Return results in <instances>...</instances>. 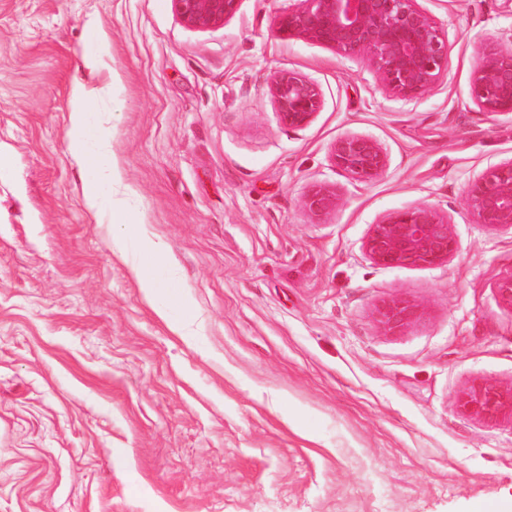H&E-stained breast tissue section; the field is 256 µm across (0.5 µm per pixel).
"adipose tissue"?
I'll use <instances>...</instances> for the list:
<instances>
[{
    "mask_svg": "<svg viewBox=\"0 0 512 512\" xmlns=\"http://www.w3.org/2000/svg\"><path fill=\"white\" fill-rule=\"evenodd\" d=\"M95 103L92 90L88 89L84 83H75L71 92V129L72 139L81 145L82 150L79 154L81 165L86 171V178L83 183L84 197L87 207L90 211H97L100 197V180L98 172L100 170L101 151H86L85 145L90 135L87 125V116L91 112ZM127 235H116L112 238L113 256L127 262L131 272L140 283L144 290L146 298H153L160 289L161 284L151 273L146 265V258L159 259L167 254V247L163 241H153L147 244L142 250L141 257L133 258L128 254Z\"/></svg>",
    "mask_w": 512,
    "mask_h": 512,
    "instance_id": "ef3b65f1",
    "label": "adipose tissue"
}]
</instances>
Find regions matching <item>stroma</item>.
Returning a JSON list of instances; mask_svg holds the SVG:
<instances>
[{"label": "stroma", "mask_w": 512, "mask_h": 512, "mask_svg": "<svg viewBox=\"0 0 512 512\" xmlns=\"http://www.w3.org/2000/svg\"><path fill=\"white\" fill-rule=\"evenodd\" d=\"M298 0H241L224 25L171 0H0V512H512V413L463 412L472 385L512 387V229L479 223L474 180L512 158V116L470 94L482 47L512 49V0H418L448 69L400 100L367 57L273 29ZM107 33L106 69L83 56ZM314 80L306 127L278 119L272 75ZM111 83L91 123L143 237L163 241L147 304L86 209L70 130L75 82ZM374 138L361 182L337 138ZM338 204L314 216V185ZM420 205L447 216L448 262L385 268L373 224ZM414 305L387 332L378 311ZM191 306L185 337L172 319ZM331 158L337 168L359 181L380 177L387 167V156L380 144L361 135H345L334 142Z\"/></svg>", "instance_id": "1"}]
</instances>
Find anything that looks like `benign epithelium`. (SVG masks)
<instances>
[{"label":"benign epithelium","instance_id":"1","mask_svg":"<svg viewBox=\"0 0 512 512\" xmlns=\"http://www.w3.org/2000/svg\"><path fill=\"white\" fill-rule=\"evenodd\" d=\"M179 18L195 28L225 24L241 0H172ZM302 5L274 16L276 32L326 46L344 57L369 58L382 87L395 97L413 98L433 87L448 67V38L417 0H300ZM473 100L487 112L512 114V51L495 46L479 55L471 76ZM280 121L290 128L309 125L321 110L319 85L296 72H276L270 85ZM331 158L337 168L359 181L380 177L387 156L366 136L345 135L334 142ZM337 205V194L313 187L305 207L314 216ZM468 205L480 223L512 228V159L487 168L472 184ZM368 257L377 265L397 268L448 261L456 250L448 218L429 206L394 211L373 225L366 240ZM413 308L400 301L382 312L390 330L405 326ZM471 416L491 420L512 412V388L488 383L471 386L461 398Z\"/></svg>","mask_w":512,"mask_h":512}]
</instances>
